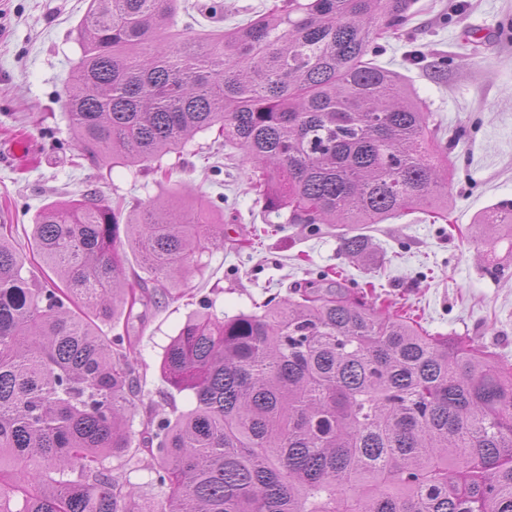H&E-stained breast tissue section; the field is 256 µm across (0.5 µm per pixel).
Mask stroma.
<instances>
[{"instance_id":"1","label":"stroma","mask_w":512,"mask_h":512,"mask_svg":"<svg viewBox=\"0 0 512 512\" xmlns=\"http://www.w3.org/2000/svg\"><path fill=\"white\" fill-rule=\"evenodd\" d=\"M181 0L177 29L191 36L229 28L262 12L272 0H224L213 22ZM88 0H0V224L16 227L26 243L44 204L94 190L124 197L128 211L158 196L183 198L192 189L215 222L223 246L178 300H159L126 336L137 347L140 402L131 420L140 434L149 408H189L191 392L161 378L165 346L201 302L217 316L252 310L254 303L320 274L344 271L348 286L373 284L392 307L416 314L436 336H466L512 363V240L486 248L474 238L479 216L512 201V0H417L413 17L382 39L375 60L400 73L437 128L448 161V220L414 212L366 225L372 246L358 260L345 255L337 224L316 232L300 224H273L249 187L242 153L197 134L183 156H168L170 179L146 168L107 173L74 165L65 109L72 66L81 54L74 29ZM24 155L12 159L14 146Z\"/></svg>"}]
</instances>
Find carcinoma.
I'll return each mask as SVG.
<instances>
[{
  "label": "carcinoma",
  "instance_id": "carcinoma-1",
  "mask_svg": "<svg viewBox=\"0 0 512 512\" xmlns=\"http://www.w3.org/2000/svg\"><path fill=\"white\" fill-rule=\"evenodd\" d=\"M415 4L283 0L182 37L180 0H89L65 103L79 158L166 178L164 157L210 131L284 224L446 216L427 113L369 58ZM505 224L511 201L478 222ZM222 245L201 206L159 197L130 218L95 191L42 206L24 246L0 231V512H512V365L339 282L184 323L161 375L194 405L147 415L140 451L166 492L139 502L107 465L139 401L135 348L111 330L184 295ZM343 247L360 257L369 237Z\"/></svg>",
  "mask_w": 512,
  "mask_h": 512
}]
</instances>
